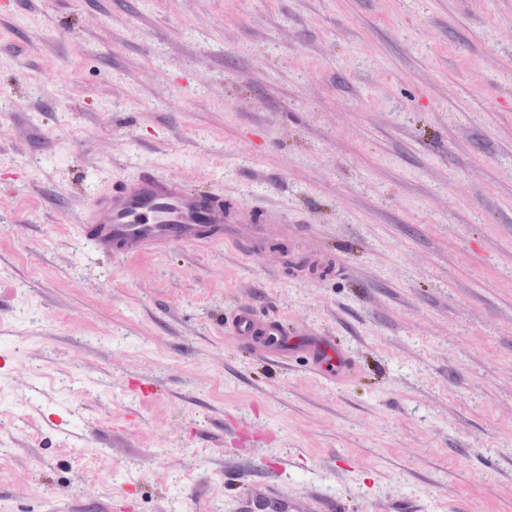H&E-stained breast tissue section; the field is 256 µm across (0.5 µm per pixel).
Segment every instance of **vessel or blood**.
<instances>
[{
	"label": "vessel or blood",
	"instance_id": "1",
	"mask_svg": "<svg viewBox=\"0 0 512 512\" xmlns=\"http://www.w3.org/2000/svg\"><path fill=\"white\" fill-rule=\"evenodd\" d=\"M230 217L240 224L281 221L275 213H260L244 205L227 206L223 195L212 189H191L177 176H160L143 169L97 192L81 215L79 229L100 255L128 256L165 244L213 241L228 234L226 220ZM226 327L239 342L249 344L262 336L267 353H292L283 324L258 316L250 306L238 307ZM310 360L318 369L346 366L345 358L322 338L313 343Z\"/></svg>",
	"mask_w": 512,
	"mask_h": 512
}]
</instances>
